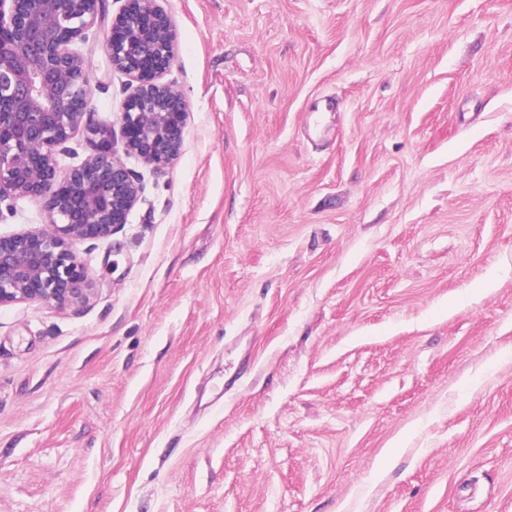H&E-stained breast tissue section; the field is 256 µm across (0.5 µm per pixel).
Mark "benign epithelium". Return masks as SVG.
Segmentation results:
<instances>
[{
    "mask_svg": "<svg viewBox=\"0 0 512 512\" xmlns=\"http://www.w3.org/2000/svg\"><path fill=\"white\" fill-rule=\"evenodd\" d=\"M106 0H0V202L42 197L46 224L0 235V307L77 303L89 278L73 250L127 223L140 182L90 120L92 77L80 46ZM170 22L155 0H124L112 18V69L135 83L120 121L124 152L152 171L179 154L186 104L161 82L173 62ZM83 131L92 153L59 175L55 151Z\"/></svg>",
    "mask_w": 512,
    "mask_h": 512,
    "instance_id": "benign-epithelium-1",
    "label": "benign epithelium"
}]
</instances>
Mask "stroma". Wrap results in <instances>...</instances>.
<instances>
[{
  "mask_svg": "<svg viewBox=\"0 0 512 512\" xmlns=\"http://www.w3.org/2000/svg\"><path fill=\"white\" fill-rule=\"evenodd\" d=\"M156 5L182 148L0 307V512H512V0Z\"/></svg>",
  "mask_w": 512,
  "mask_h": 512,
  "instance_id": "stroma-1",
  "label": "stroma"
}]
</instances>
